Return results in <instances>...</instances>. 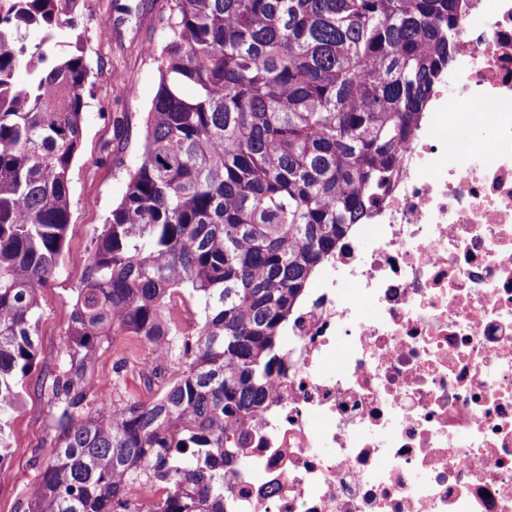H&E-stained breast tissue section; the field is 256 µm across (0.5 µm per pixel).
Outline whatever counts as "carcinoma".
<instances>
[{
  "mask_svg": "<svg viewBox=\"0 0 512 512\" xmlns=\"http://www.w3.org/2000/svg\"><path fill=\"white\" fill-rule=\"evenodd\" d=\"M73 0H0V468L71 224L91 68ZM464 0H171L137 166L93 230L27 512H227L225 477L316 271L362 223L452 58ZM136 339L151 354L127 391ZM112 391L88 387L103 345Z\"/></svg>",
  "mask_w": 512,
  "mask_h": 512,
  "instance_id": "obj_1",
  "label": "carcinoma"
}]
</instances>
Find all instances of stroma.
<instances>
[{"instance_id":"35a3bbf8","label":"stroma","mask_w":512,"mask_h":512,"mask_svg":"<svg viewBox=\"0 0 512 512\" xmlns=\"http://www.w3.org/2000/svg\"><path fill=\"white\" fill-rule=\"evenodd\" d=\"M128 13L112 0H79L71 16L83 36L92 69L86 93L83 139L70 180L71 225L63 256L43 295L37 327L38 369H55L72 310L74 290L86 270L93 229L121 198L137 164L143 116L157 91L158 64L147 45L160 44L170 0H127ZM9 475L0 480V512H24L26 491L50 452L52 433L43 398L27 392L12 422Z\"/></svg>"}]
</instances>
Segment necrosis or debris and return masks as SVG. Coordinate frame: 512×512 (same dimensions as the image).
<instances>
[{
  "mask_svg": "<svg viewBox=\"0 0 512 512\" xmlns=\"http://www.w3.org/2000/svg\"><path fill=\"white\" fill-rule=\"evenodd\" d=\"M467 2L391 189L288 323L232 512H512V0ZM461 126L494 135L449 148Z\"/></svg>",
  "mask_w": 512,
  "mask_h": 512,
  "instance_id": "4bbe7bcc",
  "label": "necrosis or debris"
}]
</instances>
